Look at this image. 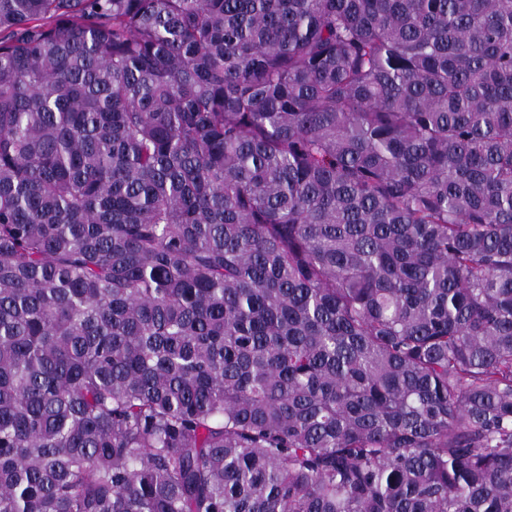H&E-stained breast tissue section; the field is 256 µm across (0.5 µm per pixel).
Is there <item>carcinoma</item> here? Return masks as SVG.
<instances>
[{
	"mask_svg": "<svg viewBox=\"0 0 512 512\" xmlns=\"http://www.w3.org/2000/svg\"><path fill=\"white\" fill-rule=\"evenodd\" d=\"M0 512H512V0H0Z\"/></svg>",
	"mask_w": 512,
	"mask_h": 512,
	"instance_id": "carcinoma-1",
	"label": "carcinoma"
}]
</instances>
